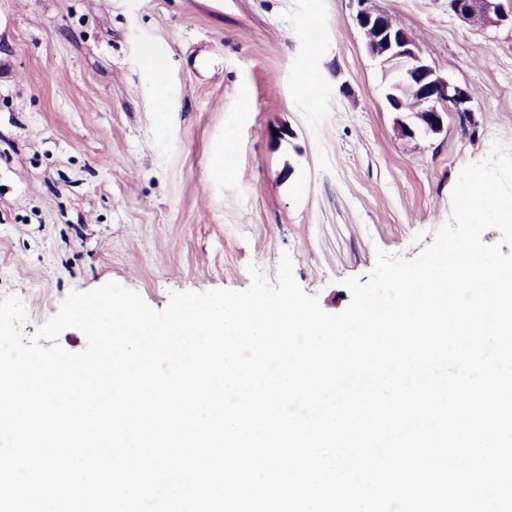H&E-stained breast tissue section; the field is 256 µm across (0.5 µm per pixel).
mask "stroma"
<instances>
[{
  "label": "stroma",
  "instance_id": "35a3bbf8",
  "mask_svg": "<svg viewBox=\"0 0 512 512\" xmlns=\"http://www.w3.org/2000/svg\"><path fill=\"white\" fill-rule=\"evenodd\" d=\"M367 5L468 91L472 125L452 112L439 134L397 136L357 0H0V299L23 302L24 338L74 291L115 281L161 311L175 292L246 290L251 263L276 280L286 254L334 314L376 250L431 244L461 170L512 149V25L448 0ZM146 45L165 69H143Z\"/></svg>",
  "mask_w": 512,
  "mask_h": 512
}]
</instances>
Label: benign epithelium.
Returning <instances> with one entry per match:
<instances>
[{
  "instance_id": "1",
  "label": "benign epithelium",
  "mask_w": 512,
  "mask_h": 512,
  "mask_svg": "<svg viewBox=\"0 0 512 512\" xmlns=\"http://www.w3.org/2000/svg\"><path fill=\"white\" fill-rule=\"evenodd\" d=\"M358 4L356 21L364 33L369 54L383 69L386 102L392 111L413 117L411 122L397 120L396 131L400 138L436 135L442 131L447 113L460 115L473 111L469 93L438 77L415 42L390 24L388 15L365 7L366 0H358ZM448 5L454 15L465 22L477 16L482 17L485 26L512 21V10L505 11L502 0H448ZM409 84L417 87L420 96L419 108L410 111L399 96Z\"/></svg>"
}]
</instances>
